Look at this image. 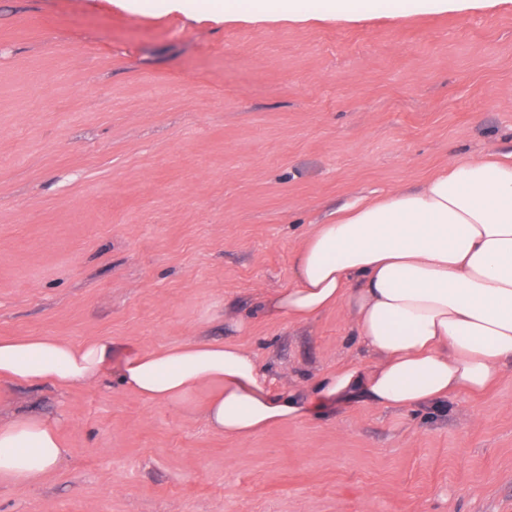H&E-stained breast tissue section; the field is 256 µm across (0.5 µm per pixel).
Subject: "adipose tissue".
Here are the masks:
<instances>
[{"instance_id":"ef3b65f1","label":"adipose tissue","mask_w":512,"mask_h":512,"mask_svg":"<svg viewBox=\"0 0 512 512\" xmlns=\"http://www.w3.org/2000/svg\"><path fill=\"white\" fill-rule=\"evenodd\" d=\"M512 0H112L131 13L158 5L214 25H264L493 9ZM295 281L262 295L268 321L306 323L343 308L366 358L319 381L274 391L246 346L197 340L122 356L121 384L142 398L189 404L206 392L207 427L246 442L310 412L363 403L436 405L487 389L512 365V162L454 161L416 189L358 197L316 225L292 260ZM107 337L0 340V379L87 385L114 369ZM66 454L55 424L0 422V483L30 485Z\"/></svg>"}]
</instances>
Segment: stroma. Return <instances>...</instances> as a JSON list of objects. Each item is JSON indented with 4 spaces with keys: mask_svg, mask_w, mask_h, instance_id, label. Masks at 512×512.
<instances>
[{
    "mask_svg": "<svg viewBox=\"0 0 512 512\" xmlns=\"http://www.w3.org/2000/svg\"><path fill=\"white\" fill-rule=\"evenodd\" d=\"M512 154V6L213 27L107 0H0V339L252 350L275 387L363 360L342 309L270 322L314 225L454 158ZM251 318L250 332L232 319ZM197 393L117 373L0 383L67 453L0 512H512V367L439 406L355 405L240 442Z\"/></svg>",
    "mask_w": 512,
    "mask_h": 512,
    "instance_id": "35a3bbf8",
    "label": "stroma"
}]
</instances>
